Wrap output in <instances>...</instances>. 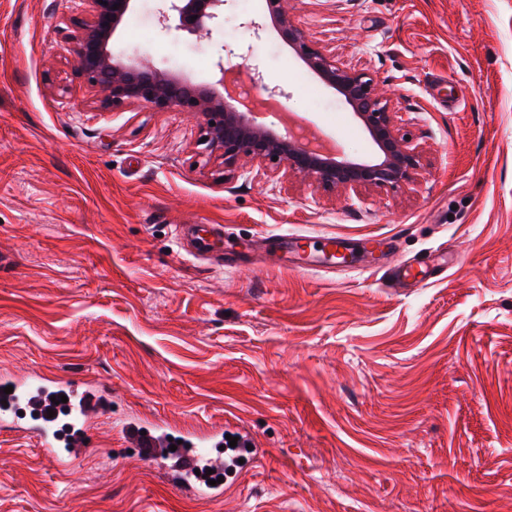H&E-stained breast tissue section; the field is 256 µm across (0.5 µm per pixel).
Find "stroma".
<instances>
[{"label":"stroma","mask_w":512,"mask_h":512,"mask_svg":"<svg viewBox=\"0 0 512 512\" xmlns=\"http://www.w3.org/2000/svg\"><path fill=\"white\" fill-rule=\"evenodd\" d=\"M139 0L115 52L195 82L259 64L287 112L347 157L377 156L347 106L274 30L262 0L223 28L160 32ZM310 39L393 95L425 151L413 188L331 193L225 171L204 119L97 111L64 23L79 0H0V377H80L112 400L77 459L0 428V512H512V0H287ZM282 232L394 240L448 272L411 288L372 257L299 274L253 253ZM247 429L254 461L204 498L130 451L121 423Z\"/></svg>","instance_id":"35a3bbf8"}]
</instances>
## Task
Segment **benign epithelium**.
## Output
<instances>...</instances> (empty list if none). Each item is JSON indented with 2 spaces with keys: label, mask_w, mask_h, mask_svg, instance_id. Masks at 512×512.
<instances>
[{
  "label": "benign epithelium",
  "mask_w": 512,
  "mask_h": 512,
  "mask_svg": "<svg viewBox=\"0 0 512 512\" xmlns=\"http://www.w3.org/2000/svg\"><path fill=\"white\" fill-rule=\"evenodd\" d=\"M226 2L158 0L157 23L163 29L174 27L195 35L208 32L224 24ZM283 2L265 0L264 12L246 19L244 26L257 36L273 27L305 67L344 98L377 147L376 161L356 162L336 146L313 145L295 132L297 121L284 112L285 133L273 132L263 121L265 112L242 96L241 85L246 81L261 88L262 96L279 109L288 92L266 85L255 64L226 68L220 60L215 64L214 82L196 83L113 53L112 39L137 0H81L83 17L67 32L66 51L74 75L93 93L98 110L147 103L158 112L176 108L201 115L206 148L223 160L226 168L249 158L264 175L277 174L283 168L288 175L308 178L327 192L396 190L414 184L423 167V151L403 131L396 104L377 91L368 73L337 61L330 50L308 39Z\"/></svg>",
  "instance_id": "1"
}]
</instances>
